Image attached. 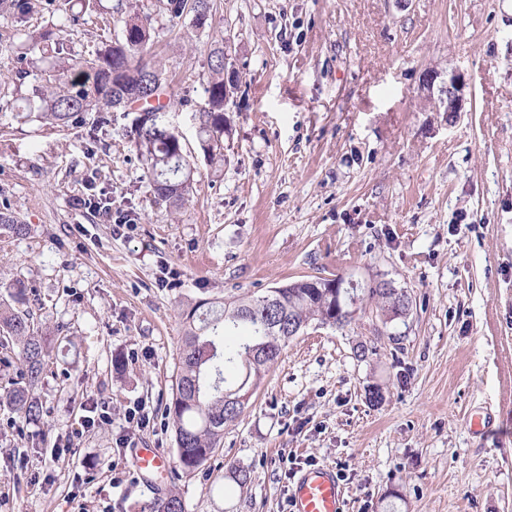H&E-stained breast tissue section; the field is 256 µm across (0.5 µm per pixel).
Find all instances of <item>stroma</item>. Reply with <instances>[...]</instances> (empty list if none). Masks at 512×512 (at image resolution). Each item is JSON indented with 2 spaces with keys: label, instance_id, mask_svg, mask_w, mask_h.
I'll return each instance as SVG.
<instances>
[{
  "label": "stroma",
  "instance_id": "stroma-1",
  "mask_svg": "<svg viewBox=\"0 0 512 512\" xmlns=\"http://www.w3.org/2000/svg\"><path fill=\"white\" fill-rule=\"evenodd\" d=\"M34 4L29 29L55 26L78 57L120 30L111 0L74 27ZM127 11L153 16L166 118L193 164L174 207L143 177L134 113L98 130L92 112L54 129L30 117L35 88L67 73L50 57L16 86L24 35L0 16V210L28 226L0 230V302L22 284L52 338L41 418L0 406V512H148L169 489L186 512H289L285 468L319 466L346 512H512V0H213L203 29L158 0ZM225 40L243 80L213 162L192 114ZM429 68L466 79L453 126L421 93ZM92 188L111 215L79 206ZM304 276L387 280L413 308L310 323L207 466L140 479L133 448L177 458L165 405L187 311ZM482 412L492 435L465 424Z\"/></svg>",
  "mask_w": 512,
  "mask_h": 512
}]
</instances>
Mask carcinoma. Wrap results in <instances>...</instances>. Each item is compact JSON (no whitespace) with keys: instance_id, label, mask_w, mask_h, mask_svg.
Listing matches in <instances>:
<instances>
[{"instance_id":"carcinoma-1","label":"carcinoma","mask_w":512,"mask_h":512,"mask_svg":"<svg viewBox=\"0 0 512 512\" xmlns=\"http://www.w3.org/2000/svg\"><path fill=\"white\" fill-rule=\"evenodd\" d=\"M170 20L191 17L192 26L203 29L212 16V0H163ZM31 0H0V15L15 26L25 27ZM122 34L87 58L70 61L69 44L51 29L27 35L31 49L47 51L66 65L70 73L63 87L37 88V117L47 125H66L86 112L97 113L96 127L110 122L112 108L128 100L147 99L145 86L155 85L159 96L169 97L162 69L144 60L152 38L150 15L122 17L123 0L115 7ZM224 47L209 52L211 79L204 89L205 105L195 112L201 150L212 160L222 157L224 117ZM166 105L146 103L132 126L131 136L143 161L144 177L155 195L176 203L192 189L188 156L181 136L163 120ZM336 280L313 276L273 288L261 297L233 298L208 303L200 312L186 315L185 336L179 349V374L166 412L175 429L177 457L183 474L190 476L215 456L224 427L236 422L245 407L225 400V393L258 385L278 359L290 337L272 327L292 319L297 324L315 321L343 328L355 320L358 302L374 303L378 317L395 311L401 295L380 283L338 289ZM13 346L21 362L19 379L0 392L7 404L26 421L38 420L43 406L34 389L41 379L49 353L48 338L31 329L29 312L0 307V347ZM151 512H185L181 497L167 491L157 496Z\"/></svg>"}]
</instances>
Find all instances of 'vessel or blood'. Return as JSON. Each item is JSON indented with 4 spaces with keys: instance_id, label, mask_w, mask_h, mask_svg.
<instances>
[{
    "instance_id": "vessel-or-blood-1",
    "label": "vessel or blood",
    "mask_w": 512,
    "mask_h": 512,
    "mask_svg": "<svg viewBox=\"0 0 512 512\" xmlns=\"http://www.w3.org/2000/svg\"><path fill=\"white\" fill-rule=\"evenodd\" d=\"M168 460L161 449H134L132 466L143 479H163L168 475ZM290 512H346L343 484L331 467H319L300 473L293 480L289 499Z\"/></svg>"
}]
</instances>
